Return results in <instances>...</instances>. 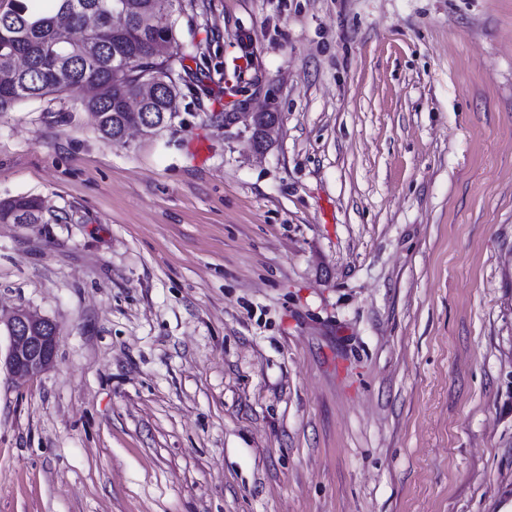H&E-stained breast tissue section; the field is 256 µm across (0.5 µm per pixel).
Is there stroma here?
I'll return each mask as SVG.
<instances>
[{
    "label": "stroma",
    "mask_w": 512,
    "mask_h": 512,
    "mask_svg": "<svg viewBox=\"0 0 512 512\" xmlns=\"http://www.w3.org/2000/svg\"><path fill=\"white\" fill-rule=\"evenodd\" d=\"M171 127L0 113V512L512 501V0H182ZM278 126L218 118L225 82ZM43 207L34 196H18L0 201V223L41 224L44 223ZM2 324L9 338L4 364L13 377L21 381L31 380L52 366L58 329L51 319L18 308L7 319L0 318V332Z\"/></svg>",
    "instance_id": "35a3bbf8"
}]
</instances>
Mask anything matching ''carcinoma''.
Masks as SVG:
<instances>
[{
    "instance_id": "cac0c4a2",
    "label": "carcinoma",
    "mask_w": 512,
    "mask_h": 512,
    "mask_svg": "<svg viewBox=\"0 0 512 512\" xmlns=\"http://www.w3.org/2000/svg\"><path fill=\"white\" fill-rule=\"evenodd\" d=\"M181 0H8L0 10V112L47 96L80 99L100 136L124 143L127 128L147 121L172 125L180 86L155 95L145 86L170 78L182 60L169 55ZM0 223L43 224L34 196L0 201Z\"/></svg>"
}]
</instances>
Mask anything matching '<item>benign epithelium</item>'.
Listing matches in <instances>:
<instances>
[{"mask_svg":"<svg viewBox=\"0 0 512 512\" xmlns=\"http://www.w3.org/2000/svg\"><path fill=\"white\" fill-rule=\"evenodd\" d=\"M0 325L4 326L9 338L4 364L13 377L21 381L31 380L52 366L58 329L51 319L18 308L7 319H0Z\"/></svg>","mask_w":512,"mask_h":512,"instance_id":"obj_1","label":"benign epithelium"}]
</instances>
